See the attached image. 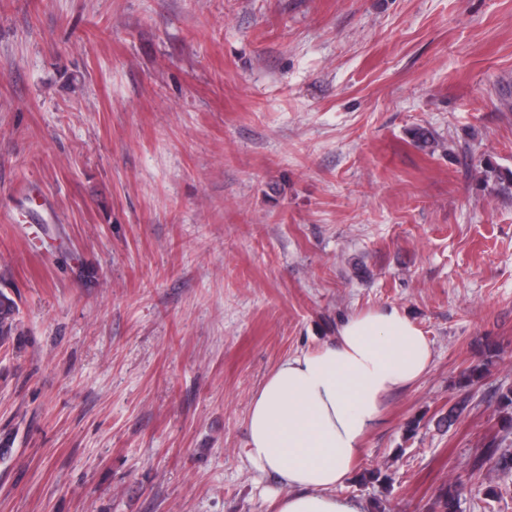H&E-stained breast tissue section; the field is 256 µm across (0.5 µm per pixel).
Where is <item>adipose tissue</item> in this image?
Instances as JSON below:
<instances>
[{
  "label": "adipose tissue",
  "instance_id": "ef3b65f1",
  "mask_svg": "<svg viewBox=\"0 0 512 512\" xmlns=\"http://www.w3.org/2000/svg\"><path fill=\"white\" fill-rule=\"evenodd\" d=\"M431 344L398 308L345 318L335 341L281 361L254 393L249 460L280 487L276 512H366L337 495L386 397L429 371Z\"/></svg>",
  "mask_w": 512,
  "mask_h": 512
}]
</instances>
